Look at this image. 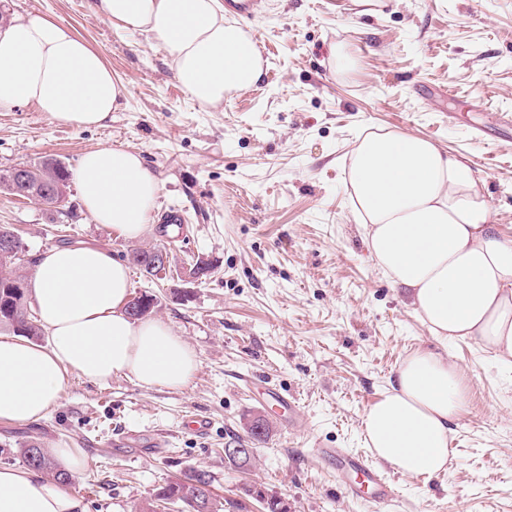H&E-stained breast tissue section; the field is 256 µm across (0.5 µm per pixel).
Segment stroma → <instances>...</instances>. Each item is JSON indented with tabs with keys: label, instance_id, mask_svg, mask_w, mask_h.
Masks as SVG:
<instances>
[{
	"label": "stroma",
	"instance_id": "1",
	"mask_svg": "<svg viewBox=\"0 0 512 512\" xmlns=\"http://www.w3.org/2000/svg\"><path fill=\"white\" fill-rule=\"evenodd\" d=\"M91 4L0 0L1 14L37 12L69 27L128 89L101 128L60 125L31 106L0 112V170L53 158L73 171L86 151L126 148L159 182L151 221L139 242L114 238L72 186L67 214L0 192V225L22 237L28 274L64 244L106 247L125 261L135 245L165 247L166 276L131 269L130 292L156 298L153 318L191 345L199 368L180 389L70 376L45 419L0 422V467L22 466L30 441L79 449L85 467L69 488L87 512H139L191 468L227 498L257 486L288 512H366L312 448L366 452L368 407L402 359L439 343L369 257L344 183L350 154L361 134L399 131L463 158L486 179L492 217L512 239V127L496 123L512 113V0H263L240 22L268 49L260 80L209 107L178 84L157 41ZM335 45L353 69L339 68ZM477 127L488 139L473 136ZM164 206L186 215L183 239L166 241ZM198 257L211 273L185 280ZM448 358L468 377L452 424L457 458L431 481L401 476L391 512H512V362L461 340ZM246 375L296 395L305 429L290 432L264 389L243 387ZM190 412L209 418L206 434L181 429ZM259 416L269 437L251 468H237L224 445Z\"/></svg>",
	"mask_w": 512,
	"mask_h": 512
}]
</instances>
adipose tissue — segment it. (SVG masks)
I'll list each match as a JSON object with an SVG mask.
<instances>
[{
	"label": "adipose tissue",
	"instance_id": "ef3b65f1",
	"mask_svg": "<svg viewBox=\"0 0 512 512\" xmlns=\"http://www.w3.org/2000/svg\"><path fill=\"white\" fill-rule=\"evenodd\" d=\"M97 14L152 36L199 105L255 86L263 59L254 35L225 21L220 0H95ZM127 88L101 55L40 13L0 26V111L34 106L53 121L101 126ZM80 200L115 238H140L159 192L140 154L85 152ZM347 187L372 258L407 289L430 336L471 340L512 358V240L491 222L487 181L449 152L407 132L369 133L351 153ZM31 288L46 344L0 335V422L34 423L70 375L104 382L127 375L142 388L184 386L199 361L160 320L133 321L127 265L96 245H62L39 257ZM465 374L446 355L419 348L398 365L362 419L365 443L414 477L446 471ZM0 512H86L81 497L26 468L0 467Z\"/></svg>",
	"mask_w": 512,
	"mask_h": 512
}]
</instances>
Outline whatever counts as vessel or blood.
<instances>
[{"label":"vessel or blood","mask_w":512,"mask_h":512,"mask_svg":"<svg viewBox=\"0 0 512 512\" xmlns=\"http://www.w3.org/2000/svg\"><path fill=\"white\" fill-rule=\"evenodd\" d=\"M267 395L276 407L287 412L291 430L304 429L305 421L294 395L272 386L268 387ZM316 453L322 461L335 466L336 481L346 494L365 496L375 512H387L397 496L393 473L377 467L369 457L350 453L343 448H330L322 444Z\"/></svg>","instance_id":"b4317fda"}]
</instances>
